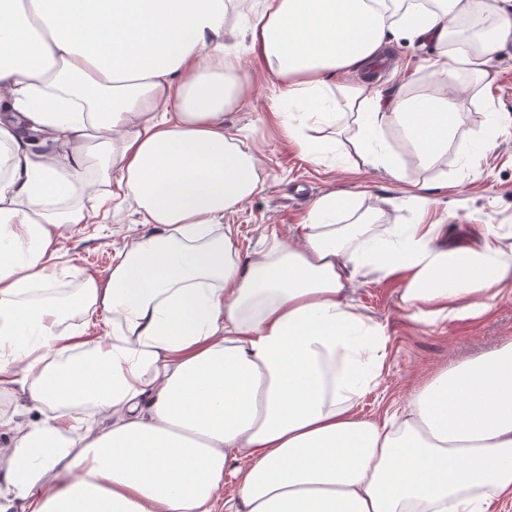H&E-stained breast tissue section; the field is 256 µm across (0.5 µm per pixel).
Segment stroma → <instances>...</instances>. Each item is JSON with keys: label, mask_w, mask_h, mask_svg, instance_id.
<instances>
[{"label": "stroma", "mask_w": 512, "mask_h": 512, "mask_svg": "<svg viewBox=\"0 0 512 512\" xmlns=\"http://www.w3.org/2000/svg\"><path fill=\"white\" fill-rule=\"evenodd\" d=\"M386 53L387 65L371 77L375 89L407 98L441 89V76L427 64L438 56V48L399 39ZM241 65L250 76L252 105L230 111L224 124L260 154L264 188L224 214L240 254L275 240L300 244L299 224L306 222L318 198L332 192L348 194L354 203L341 223L366 224L375 233L391 224H439L442 243L450 249L488 229L512 234V126L498 135L485 156L468 165L462 160L463 153L475 149L485 135L490 113L512 115L511 44L492 61L490 84L476 83L466 71L457 72L456 84L467 88L455 99L457 131L432 165H420L405 143L397 141L393 128H385V139L399 161L395 177L355 157L324 163L308 160L287 140L277 115L282 83L251 56H243ZM425 185L430 188L429 205H407V197L419 194ZM136 210L131 201L102 223L63 229L54 295L68 297L77 292L82 278L105 276L117 252L150 233V226L139 223ZM351 298L355 310L386 325L389 336L380 375L356 401L355 410L365 419H383L430 375L512 340V295L495 299L486 312L472 318L427 317L418 322L409 319L402 306L399 279L374 272L353 284Z\"/></svg>", "instance_id": "stroma-1"}]
</instances>
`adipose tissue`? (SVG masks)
Wrapping results in <instances>:
<instances>
[{
	"instance_id": "obj_1",
	"label": "adipose tissue",
	"mask_w": 512,
	"mask_h": 512,
	"mask_svg": "<svg viewBox=\"0 0 512 512\" xmlns=\"http://www.w3.org/2000/svg\"><path fill=\"white\" fill-rule=\"evenodd\" d=\"M0 0V390L36 419L0 418V512H495L512 500V341L437 372L399 416H357L388 341L348 299L358 277L401 276L413 319L464 318L512 289L493 231L453 251L438 226L337 225L313 205L302 245L241 260L226 210L259 189L224 127L251 106L224 41L284 85L286 135L325 157L318 124L351 112L345 148L397 174L382 131L420 165L447 150L458 69L486 81L512 42V0ZM495 15L478 52L434 59L438 94H371L388 36L442 47L462 16ZM86 190L83 203L66 200ZM134 201L152 225L66 299L59 229ZM109 339L67 327L71 312ZM238 484L223 498L224 477ZM66 325H79V331L83 336H88L89 338L95 337H103V336H111L112 334V324L109 321L108 323L104 321L99 322H87L83 319L81 314H75L71 319L66 322Z\"/></svg>"
}]
</instances>
